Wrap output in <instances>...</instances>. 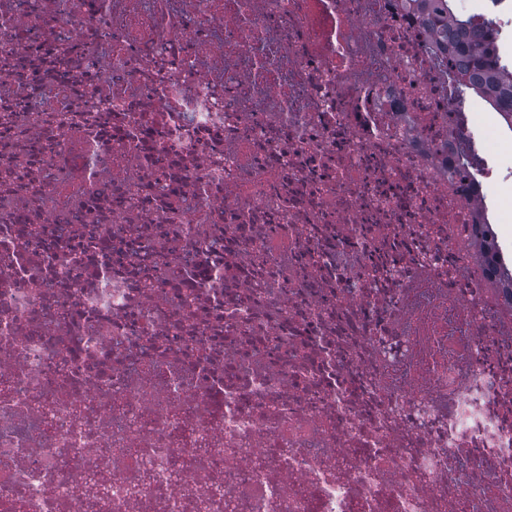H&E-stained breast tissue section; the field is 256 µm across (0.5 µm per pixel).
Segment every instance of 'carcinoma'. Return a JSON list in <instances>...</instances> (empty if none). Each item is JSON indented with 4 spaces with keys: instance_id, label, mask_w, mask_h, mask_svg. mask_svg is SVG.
<instances>
[{
    "instance_id": "1",
    "label": "carcinoma",
    "mask_w": 512,
    "mask_h": 512,
    "mask_svg": "<svg viewBox=\"0 0 512 512\" xmlns=\"http://www.w3.org/2000/svg\"><path fill=\"white\" fill-rule=\"evenodd\" d=\"M489 13L462 15L455 0H403L435 34L436 49L458 63L452 100L460 103L466 92L476 94L498 112L512 131V66L506 60L500 31L492 13L505 0H487ZM461 169L473 167L470 135L465 127L456 129Z\"/></svg>"
}]
</instances>
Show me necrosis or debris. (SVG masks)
Listing matches in <instances>:
<instances>
[{"label":"necrosis or debris","instance_id":"4bbe7bcc","mask_svg":"<svg viewBox=\"0 0 512 512\" xmlns=\"http://www.w3.org/2000/svg\"><path fill=\"white\" fill-rule=\"evenodd\" d=\"M400 0H0V512H512V295Z\"/></svg>","mask_w":512,"mask_h":512}]
</instances>
